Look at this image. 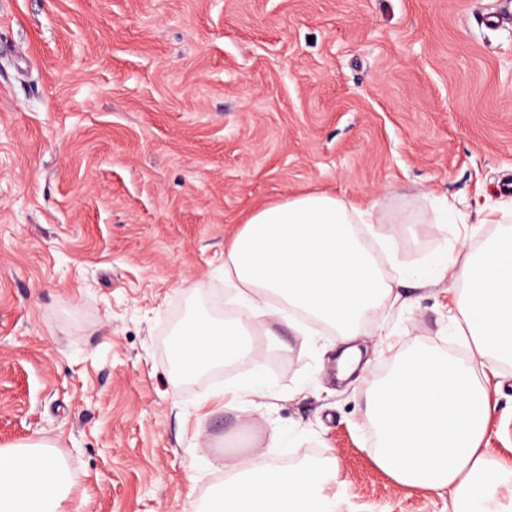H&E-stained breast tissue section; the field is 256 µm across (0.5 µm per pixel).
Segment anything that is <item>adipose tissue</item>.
Wrapping results in <instances>:
<instances>
[{"mask_svg": "<svg viewBox=\"0 0 512 512\" xmlns=\"http://www.w3.org/2000/svg\"><path fill=\"white\" fill-rule=\"evenodd\" d=\"M378 221L375 208L326 192L254 210L224 251V277L243 315L224 324L186 321L178 332L183 366L253 361L244 337L262 318L302 334L311 324L331 327L347 343L343 359H357L350 341L361 333V317L379 310L391 291L355 231ZM434 274L456 281L455 317L477 359L512 361V227L466 258L439 255ZM490 412L475 361L405 359L368 402L376 461L401 484L447 492L452 512H502L499 489L508 475L481 446ZM340 479L336 468L281 466L257 452L243 469H228L211 512H338L339 500L325 488ZM64 481L60 460L39 447L0 451V512H72Z\"/></svg>", "mask_w": 512, "mask_h": 512, "instance_id": "adipose-tissue-1", "label": "adipose tissue"}]
</instances>
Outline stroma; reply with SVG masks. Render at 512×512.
Instances as JSON below:
<instances>
[{
  "instance_id": "35a3bbf8",
  "label": "stroma",
  "mask_w": 512,
  "mask_h": 512,
  "mask_svg": "<svg viewBox=\"0 0 512 512\" xmlns=\"http://www.w3.org/2000/svg\"><path fill=\"white\" fill-rule=\"evenodd\" d=\"M495 0H0V450L42 441L81 512H201L240 424L265 454L338 466L339 512H448L375 460L366 377L386 353L474 345L441 252L512 209V22ZM372 201L393 294L336 377V334L269 320L259 407L227 362L176 383L178 309L219 321L224 246L307 192ZM477 375L483 447L512 468V367Z\"/></svg>"
}]
</instances>
